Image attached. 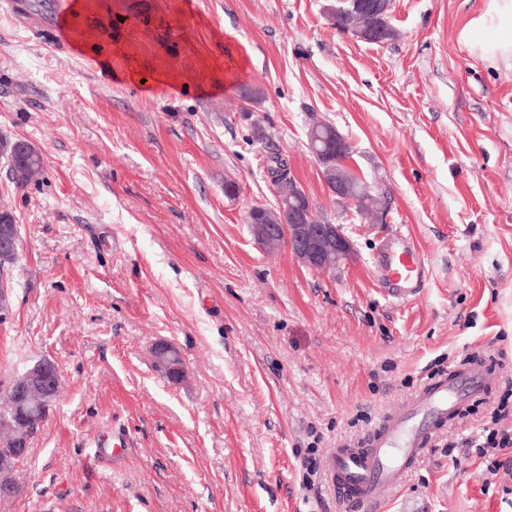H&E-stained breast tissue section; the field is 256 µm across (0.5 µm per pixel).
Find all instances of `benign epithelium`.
Here are the masks:
<instances>
[{
  "label": "benign epithelium",
  "instance_id": "7a95c632",
  "mask_svg": "<svg viewBox=\"0 0 512 512\" xmlns=\"http://www.w3.org/2000/svg\"><path fill=\"white\" fill-rule=\"evenodd\" d=\"M391 0H334L327 6L332 18L341 15L360 18L378 13L386 16L390 10ZM310 150L321 167L322 178L336 203L347 204L351 201L352 186L345 178L343 170L351 164L352 152L341 134H336V157L326 158L325 151L315 144H309ZM287 224H253L251 231L255 238L275 243L282 238L288 242L290 250L302 263L308 266L338 268L348 264L355 251L351 240L339 224L327 220L309 221V216L297 211L289 213ZM19 250V234L0 225V257H13ZM60 388V375L56 365L42 359L29 366L23 374L14 380L13 427L18 434H27L46 420L51 402ZM26 445L14 449L13 454L0 457V493L7 495L12 486L7 474L23 460L27 454Z\"/></svg>",
  "mask_w": 512,
  "mask_h": 512
}]
</instances>
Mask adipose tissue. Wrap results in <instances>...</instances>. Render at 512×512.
Returning a JSON list of instances; mask_svg holds the SVG:
<instances>
[{"label": "adipose tissue", "instance_id": "adipose-tissue-1", "mask_svg": "<svg viewBox=\"0 0 512 512\" xmlns=\"http://www.w3.org/2000/svg\"><path fill=\"white\" fill-rule=\"evenodd\" d=\"M458 40L488 64H512V0H486L484 9L459 30Z\"/></svg>", "mask_w": 512, "mask_h": 512}]
</instances>
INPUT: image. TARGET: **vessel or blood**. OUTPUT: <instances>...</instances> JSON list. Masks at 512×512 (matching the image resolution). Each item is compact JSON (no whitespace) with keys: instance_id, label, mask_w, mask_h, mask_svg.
<instances>
[{"instance_id":"obj_1","label":"vessel or blood","mask_w":512,"mask_h":512,"mask_svg":"<svg viewBox=\"0 0 512 512\" xmlns=\"http://www.w3.org/2000/svg\"><path fill=\"white\" fill-rule=\"evenodd\" d=\"M373 266L376 275L389 283L388 294L396 300L416 295L427 278L421 253L406 240L395 249L377 253ZM494 381L493 373L482 365L453 371L389 414L366 447L337 449L328 470L345 512H377L379 488L400 483L434 424L453 417L464 402L485 394Z\"/></svg>"}]
</instances>
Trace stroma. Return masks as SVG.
Returning <instances> with one entry per match:
<instances>
[{"instance_id": "obj_1", "label": "stroma", "mask_w": 512, "mask_h": 512, "mask_svg": "<svg viewBox=\"0 0 512 512\" xmlns=\"http://www.w3.org/2000/svg\"><path fill=\"white\" fill-rule=\"evenodd\" d=\"M70 47L51 34L61 4ZM327 0H0V136L43 157L0 209L19 228L0 394L35 361L62 384L0 512H340L327 460L467 363L497 376L437 428L383 512H512L470 455L512 384V68L457 33L485 0H392L395 39L332 26ZM352 144L384 223L337 205L311 120ZM356 257L336 271L255 243L268 154ZM429 269L387 296L375 254ZM176 346L184 374L154 363ZM122 438L120 454L100 456ZM402 240L395 249L384 250L374 256V271L394 288H385L387 294L396 300H405L421 291L427 269L421 253L400 235Z\"/></svg>"}]
</instances>
